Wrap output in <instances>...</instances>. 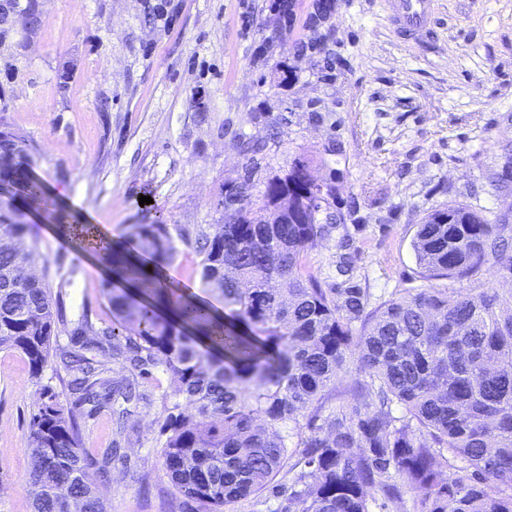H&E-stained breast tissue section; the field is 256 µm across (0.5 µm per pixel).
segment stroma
Instances as JSON below:
<instances>
[{"label": "stroma", "mask_w": 512, "mask_h": 512, "mask_svg": "<svg viewBox=\"0 0 512 512\" xmlns=\"http://www.w3.org/2000/svg\"><path fill=\"white\" fill-rule=\"evenodd\" d=\"M271 3L43 0L34 43L13 66L0 62V92L67 221L119 240L158 221L193 233L223 223L224 184L284 176L304 157L333 183L341 218L308 250V269L324 287L348 277L385 300L424 285L413 240L429 211L462 203L512 218V0H437L426 45L394 35L384 0H292L288 24ZM314 39L324 53L305 51ZM244 135L267 141L257 161L241 153ZM27 220L37 274L63 291V320L111 325L100 258L53 218ZM73 377L52 357L33 378L20 353L0 350V512H31L26 436L39 383L73 409L91 458L119 449L99 484L107 512H189L159 458L170 376L144 380L151 400L130 407L121 430L111 409L77 404Z\"/></svg>", "instance_id": "obj_1"}]
</instances>
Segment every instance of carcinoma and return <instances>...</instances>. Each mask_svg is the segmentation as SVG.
<instances>
[{
	"label": "carcinoma",
	"instance_id": "obj_1",
	"mask_svg": "<svg viewBox=\"0 0 512 512\" xmlns=\"http://www.w3.org/2000/svg\"><path fill=\"white\" fill-rule=\"evenodd\" d=\"M8 110L0 104V183L13 187L0 200V350L21 353L38 379L58 349L64 367L81 371L69 390L95 408L146 400L138 378L171 375L161 459L192 512H224L265 492L280 501L276 512L293 502L298 512H394L408 487L422 489L412 512H512V289L488 287L482 273L494 259L512 278L507 220L493 224L464 204L427 213L413 247L429 285L373 306L353 282L323 287L304 262L337 223L328 212L334 188L297 176L308 167L300 158L257 192L250 170L220 193L235 196L242 223L180 234L229 322L163 280L177 253L166 225L130 224L119 245L97 243L130 284L105 285L112 326L96 330L83 317L60 346L51 291L27 273L35 260L22 212L54 202L29 169L30 143L2 116ZM256 209L280 211L281 223H252ZM58 228L82 240L94 225ZM441 280L467 288L432 285ZM90 349L131 378L113 383L106 364L83 354ZM351 375L352 401L322 417L328 387ZM34 396L32 512H106L72 411L50 385ZM292 459V478L278 480Z\"/></svg>",
	"mask_w": 512,
	"mask_h": 512
}]
</instances>
